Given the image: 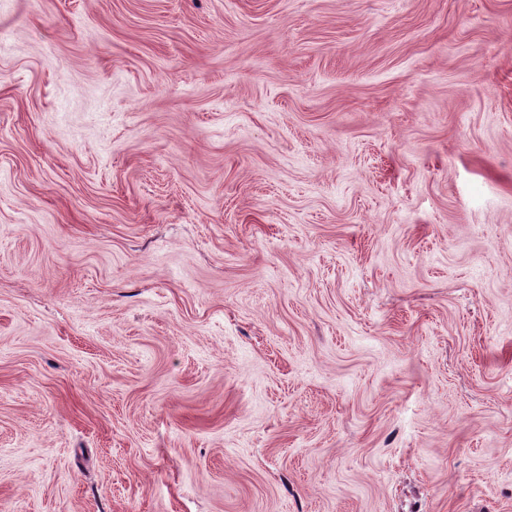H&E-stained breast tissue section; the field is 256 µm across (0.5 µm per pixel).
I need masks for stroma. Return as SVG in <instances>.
Wrapping results in <instances>:
<instances>
[{
	"label": "stroma",
	"mask_w": 512,
	"mask_h": 512,
	"mask_svg": "<svg viewBox=\"0 0 512 512\" xmlns=\"http://www.w3.org/2000/svg\"><path fill=\"white\" fill-rule=\"evenodd\" d=\"M0 512H512V0H0Z\"/></svg>",
	"instance_id": "obj_1"
}]
</instances>
